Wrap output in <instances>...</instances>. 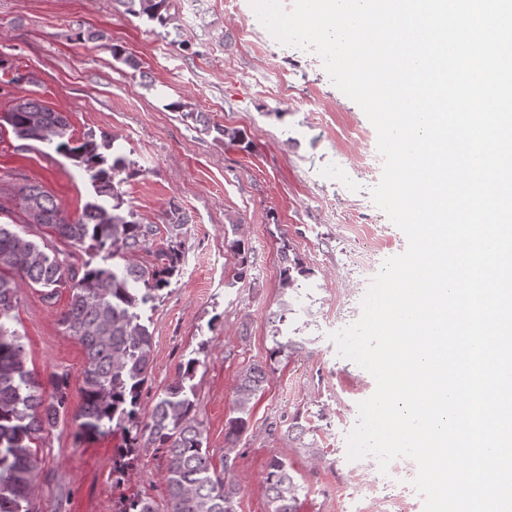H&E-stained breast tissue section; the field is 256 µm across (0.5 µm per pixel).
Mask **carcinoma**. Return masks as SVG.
<instances>
[{
    "label": "carcinoma",
    "mask_w": 512,
    "mask_h": 512,
    "mask_svg": "<svg viewBox=\"0 0 512 512\" xmlns=\"http://www.w3.org/2000/svg\"><path fill=\"white\" fill-rule=\"evenodd\" d=\"M118 2L163 27L170 22L162 14L166 0ZM0 121L18 139L40 143L73 160L93 188L94 195L81 215L71 219L42 186H22L19 195L26 223L49 228L74 248L99 258L95 264L83 262L78 270L72 261L25 238L20 225L0 224V512H34L38 460L33 444L65 417L69 397L68 375L54 374L45 385L27 367L23 336L13 324L17 292L13 279L4 274L6 269L27 280L49 305L57 302L60 289L69 291L59 324L78 339L85 355L82 405L74 418L76 437L123 433L127 443L119 455L126 465L143 448L156 447L166 454L164 504L136 496L126 500L121 512H236L239 489L212 467L208 441L197 418L191 381L198 360L179 365L175 380L157 395L147 420L140 418L138 410L153 361L146 311L155 308L178 272L187 212L171 201L160 223L153 224L125 208L121 175L131 174L133 162L120 153L114 135L90 132L75 140L65 113L27 96L18 98ZM163 231L167 248L152 250ZM142 253L153 260L139 262ZM304 275L306 270L296 261L283 270L280 326L272 336L271 360L308 353L314 343L286 324V316L299 314L298 277ZM267 382V369L260 364L239 373L233 417L224 435L229 447H236L249 428L251 403ZM287 437L297 448L318 456L317 430L295 421L288 426ZM304 491L293 466L278 457L270 459L265 476L267 512H300Z\"/></svg>",
    "instance_id": "carcinoma-1"
}]
</instances>
